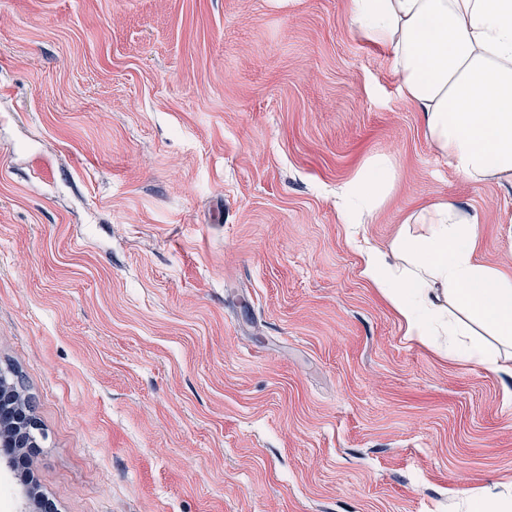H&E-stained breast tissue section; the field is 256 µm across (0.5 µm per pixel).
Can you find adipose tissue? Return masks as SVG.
<instances>
[{
  "label": "adipose tissue",
  "mask_w": 512,
  "mask_h": 512,
  "mask_svg": "<svg viewBox=\"0 0 512 512\" xmlns=\"http://www.w3.org/2000/svg\"><path fill=\"white\" fill-rule=\"evenodd\" d=\"M359 33L387 49L428 138L465 179L512 185V0H349ZM394 181L370 157L339 196L362 224ZM478 212L450 201L404 222L389 250L363 251L365 279L407 335L489 370L512 361V278L477 260Z\"/></svg>",
  "instance_id": "adipose-tissue-1"
}]
</instances>
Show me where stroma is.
<instances>
[{"label":"stroma","instance_id":"35a3bbf8","mask_svg":"<svg viewBox=\"0 0 512 512\" xmlns=\"http://www.w3.org/2000/svg\"><path fill=\"white\" fill-rule=\"evenodd\" d=\"M440 199L512 278V186L436 151L347 0H0V370L38 436L0 512L512 501V372L405 335L362 275ZM394 181L393 164L389 156L370 157L357 176L339 188V196L349 207L340 209L348 224H364L382 205Z\"/></svg>","mask_w":512,"mask_h":512}]
</instances>
